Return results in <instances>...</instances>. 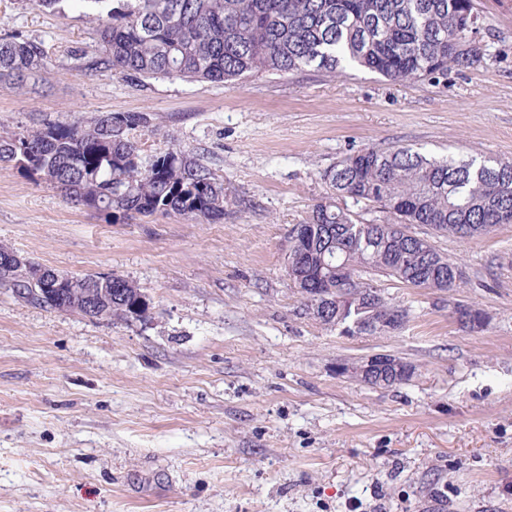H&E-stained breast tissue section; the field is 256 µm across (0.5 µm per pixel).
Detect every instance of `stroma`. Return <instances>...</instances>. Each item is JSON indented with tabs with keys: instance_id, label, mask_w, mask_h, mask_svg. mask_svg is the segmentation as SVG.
<instances>
[{
	"instance_id": "stroma-1",
	"label": "stroma",
	"mask_w": 512,
	"mask_h": 512,
	"mask_svg": "<svg viewBox=\"0 0 512 512\" xmlns=\"http://www.w3.org/2000/svg\"><path fill=\"white\" fill-rule=\"evenodd\" d=\"M487 44L464 72L404 85L348 69L217 82L90 74L85 10L0 0V37L49 69L0 84V136L142 112L144 156L180 148L224 181L223 222L171 214L112 224L0 167V246L74 276L133 281L146 320L92 319L0 290V512H512V224L440 237L456 293L377 283L409 318L344 336L302 305L288 234L321 172L374 146L512 160V0H474ZM481 309L462 327L453 303ZM416 367L372 388L337 362ZM397 358L392 354H375L368 358L365 370L372 374L386 375L390 377L391 380L404 381L409 375V366L411 369V378L408 381H410L415 374L416 367L409 362H403L400 357Z\"/></svg>"
}]
</instances>
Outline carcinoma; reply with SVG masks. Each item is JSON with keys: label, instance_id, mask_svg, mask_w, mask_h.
<instances>
[{"label": "carcinoma", "instance_id": "1", "mask_svg": "<svg viewBox=\"0 0 512 512\" xmlns=\"http://www.w3.org/2000/svg\"><path fill=\"white\" fill-rule=\"evenodd\" d=\"M94 5L100 47L82 63L104 73L119 70L140 80L232 82L258 74L313 69L333 76L362 68L394 83L473 67L486 55L477 39L473 0H73ZM47 67L40 44L0 38V83L24 88ZM139 112H108L90 122L48 123L0 137V164L38 176L73 204L114 224L140 217L191 215L224 219V184L190 154L173 149L146 159L134 133L149 125ZM327 196L302 225L316 238L288 237V278L307 310L345 336L386 334L380 311L408 312L392 302L371 275L425 288L448 275V290L466 272L432 242L410 233L423 226L438 237L481 238L512 224V161L453 155L437 159L411 147L364 148L325 169ZM382 217L358 219L356 207ZM40 265L29 260L0 272V288H26ZM72 277L47 270L42 285L61 298L58 310L84 313L101 303L106 318L146 317L150 299L133 282L104 275ZM342 298L337 315L315 312ZM351 377L371 387H392L345 362Z\"/></svg>", "mask_w": 512, "mask_h": 512}]
</instances>
